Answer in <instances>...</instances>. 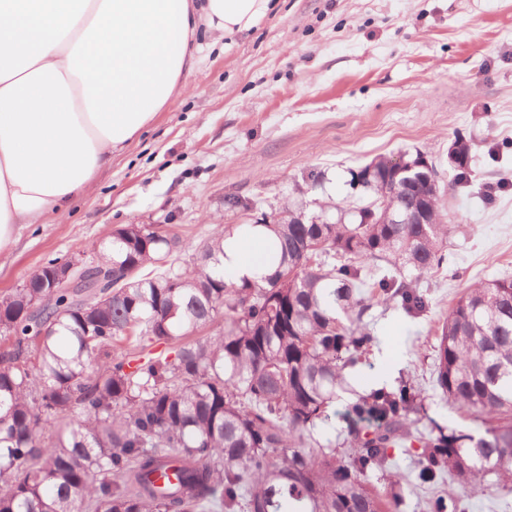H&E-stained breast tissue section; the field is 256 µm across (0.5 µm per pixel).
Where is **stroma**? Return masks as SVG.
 <instances>
[{
    "label": "stroma",
    "instance_id": "obj_1",
    "mask_svg": "<svg viewBox=\"0 0 512 512\" xmlns=\"http://www.w3.org/2000/svg\"><path fill=\"white\" fill-rule=\"evenodd\" d=\"M186 92L100 170L91 193L64 212L19 225L0 249V295L49 260L88 262L92 246L127 224H159L179 238L181 265L215 225L248 222L250 206L279 214L291 204L329 210L346 199L349 168L420 150L447 161L455 133L474 143L473 184L495 182L491 202L445 197L466 234L448 241V264L420 283V313L374 308L375 340L339 392L320 441L340 437L356 393L377 387V354L396 363L390 386L414 375L425 411L419 438L391 449L368 484L402 475L392 512H427L449 496L461 512H512V485L488 476L482 495L415 477L423 438L437 428L483 434L485 423L433 386L435 330L469 285L512 278V0H278L249 31L226 42L203 35ZM323 171L313 185L310 171ZM236 207H229L228 199Z\"/></svg>",
    "mask_w": 512,
    "mask_h": 512
}]
</instances>
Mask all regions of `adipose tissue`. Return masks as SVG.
Masks as SVG:
<instances>
[{
  "mask_svg": "<svg viewBox=\"0 0 512 512\" xmlns=\"http://www.w3.org/2000/svg\"><path fill=\"white\" fill-rule=\"evenodd\" d=\"M272 0H0V249L17 225L66 211L112 154L185 89L197 34L250 30ZM258 244H224L225 277Z\"/></svg>",
  "mask_w": 512,
  "mask_h": 512,
  "instance_id": "ef3b65f1",
  "label": "adipose tissue"
}]
</instances>
